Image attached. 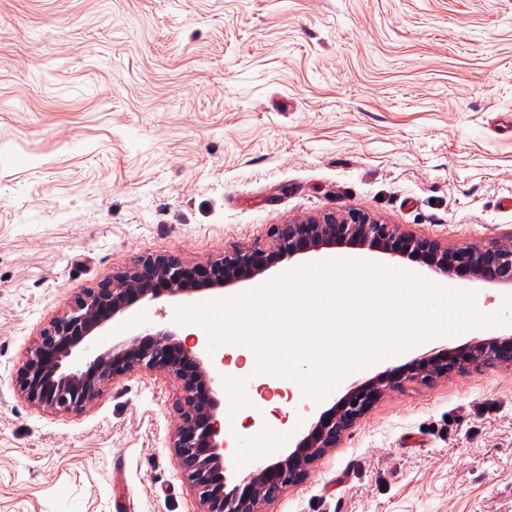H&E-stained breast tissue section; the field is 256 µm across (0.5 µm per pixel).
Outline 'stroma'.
<instances>
[{
  "label": "stroma",
  "mask_w": 512,
  "mask_h": 512,
  "mask_svg": "<svg viewBox=\"0 0 512 512\" xmlns=\"http://www.w3.org/2000/svg\"><path fill=\"white\" fill-rule=\"evenodd\" d=\"M349 210L451 247L512 234V0H0V512H199L174 376L65 413L17 371L138 256ZM269 512H512V368L390 391Z\"/></svg>",
  "instance_id": "stroma-1"
}]
</instances>
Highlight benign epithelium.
I'll list each match as a JSON object with an SVG mask.
<instances>
[{
	"label": "benign epithelium",
	"instance_id": "obj_1",
	"mask_svg": "<svg viewBox=\"0 0 512 512\" xmlns=\"http://www.w3.org/2000/svg\"><path fill=\"white\" fill-rule=\"evenodd\" d=\"M270 238L267 247L234 248L205 263L189 264L172 254L138 257L126 270L86 289L43 330L17 371L16 385L38 407L78 412L100 395L105 384L132 371L173 375L180 389L173 404L171 448L177 467L199 499L200 512H267L265 506L303 480L310 467L389 391L412 381L431 383L469 365L512 367L511 334L476 338L463 347L434 348L356 381L313 418L292 450L273 463L257 466L231 491H224L226 442L218 440L217 379L199 341L182 339L168 326H152L97 354L85 367L68 369L67 361L89 336L145 300L190 297L249 282L279 263L338 245L409 258L451 280L512 285V238L481 247L449 248L355 210L278 224Z\"/></svg>",
	"mask_w": 512,
	"mask_h": 512
}]
</instances>
